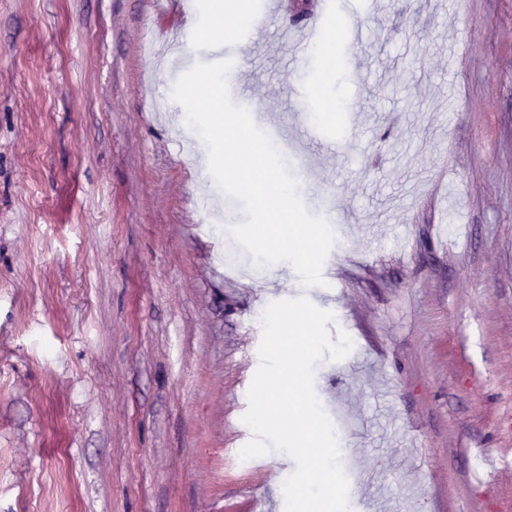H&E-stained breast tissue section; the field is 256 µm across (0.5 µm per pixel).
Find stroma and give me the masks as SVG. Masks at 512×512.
<instances>
[{
	"instance_id": "stroma-1",
	"label": "stroma",
	"mask_w": 512,
	"mask_h": 512,
	"mask_svg": "<svg viewBox=\"0 0 512 512\" xmlns=\"http://www.w3.org/2000/svg\"><path fill=\"white\" fill-rule=\"evenodd\" d=\"M264 2L230 96L337 144L287 161L343 217L321 286L255 281L241 203L193 164L171 93L224 42L216 0H0V512H285L293 459L239 450L261 318L303 296L353 342L315 368L369 476L350 512L512 500V0H350L360 55L296 80L284 33L319 0L258 27Z\"/></svg>"
}]
</instances>
